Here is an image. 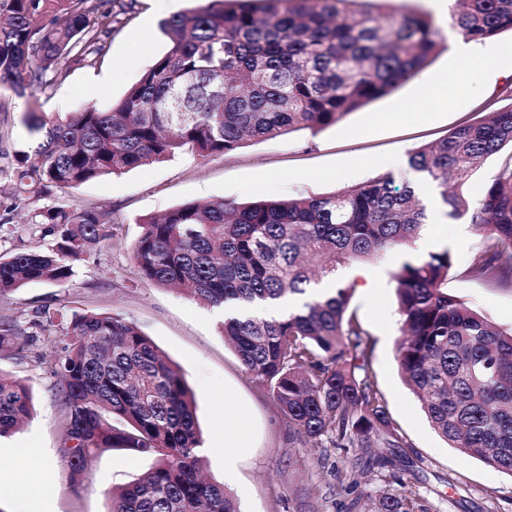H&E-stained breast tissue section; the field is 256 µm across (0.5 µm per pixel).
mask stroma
I'll return each mask as SVG.
<instances>
[{"label":"stroma","instance_id":"1","mask_svg":"<svg viewBox=\"0 0 512 512\" xmlns=\"http://www.w3.org/2000/svg\"><path fill=\"white\" fill-rule=\"evenodd\" d=\"M98 4L116 22L101 38L104 50L96 65L73 69L63 83L34 87L28 101L0 90V212L13 210L12 223L0 227V256L40 246L26 217L46 206L110 210L114 234L78 265L74 279L30 284L0 298V315L17 320L27 343L25 352L0 354V372L25 382L35 405L27 425L0 437V468L9 472L7 485L0 487V512H25L37 488L43 492L45 512H108L107 490L129 483L151 464L148 457L116 448L100 452L78 482H70L62 471L52 356L63 336L42 329L39 312L46 306L64 314L121 312L137 322L181 370L196 402L207 475L224 484L241 512H378L380 498L396 487L392 469L365 467L357 461V450L334 447L330 440L299 437L266 388L225 343L213 308L143 279L128 247L143 220L187 202L323 195L385 173L410 177L405 160L412 150L512 104L501 93L512 82V52L506 49L512 33L493 39L496 53L485 62V83L471 82L470 62L445 50L392 93L318 133L300 130L272 140H250L228 154L205 159L184 153L64 192L14 201L11 154L35 147L24 125L27 107L50 118L67 117L90 101L108 108L166 51L168 39L160 21L197 6L196 0H175L171 7L160 0ZM91 84L100 93L90 100L82 89ZM419 196L429 229L455 258L448 272L449 293L500 328L511 329L512 288L460 276L461 267L482 249V237L466 220L443 215L438 189L425 188ZM402 261V253L391 252L371 265L375 286L369 291L355 288L351 305L373 341L365 372L416 464L412 495L420 512H512V475L450 448L403 379L396 361L400 322L393 281ZM228 429L239 432L240 442L225 444ZM228 455L236 461L229 478L224 475Z\"/></svg>","mask_w":512,"mask_h":512}]
</instances>
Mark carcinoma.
Segmentation results:
<instances>
[{
  "instance_id": "obj_1",
  "label": "carcinoma",
  "mask_w": 512,
  "mask_h": 512,
  "mask_svg": "<svg viewBox=\"0 0 512 512\" xmlns=\"http://www.w3.org/2000/svg\"><path fill=\"white\" fill-rule=\"evenodd\" d=\"M355 0H205L160 22L168 48L108 110L84 106L50 121L31 110L37 144L12 154L14 200L66 191L177 153L225 155L244 140L312 134L412 79L446 38L432 17L402 13L391 0L360 15ZM114 22L94 0H0V85L22 99L92 66ZM449 24L467 40L512 31V0H451ZM512 145V105L416 148L410 168L441 188L445 215L484 238L460 275L512 284V160L471 201L458 192L486 157ZM428 215L408 182L391 173L328 195L248 204L208 200L148 218L131 245L141 276L213 308L303 295L338 268L405 250ZM111 212L51 207L31 217L40 247L0 257V297L30 283L55 284L107 237ZM449 250L405 260L394 274L402 336L396 360L421 397L433 429L451 447L512 475V330L448 293ZM351 287L304 302L282 318L228 316L221 335L265 385L302 437L337 448H398L400 435L363 368L373 342L350 308ZM42 327L68 342L54 361L62 410V466L70 478L105 449L154 459L109 492V512H239L235 498L202 476L196 405L180 370L130 318L117 312L40 311ZM20 326L0 317V352L17 347ZM34 414L27 385L0 372V437ZM400 488L415 473L401 455ZM403 492L381 512H415Z\"/></svg>"
}]
</instances>
